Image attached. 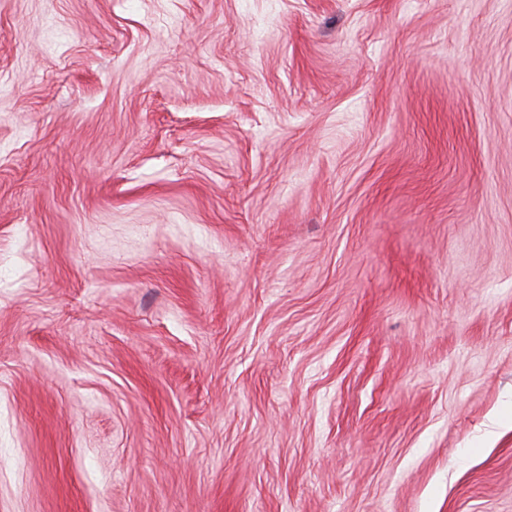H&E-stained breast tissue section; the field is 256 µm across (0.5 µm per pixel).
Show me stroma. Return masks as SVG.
<instances>
[{
	"instance_id": "stroma-1",
	"label": "stroma",
	"mask_w": 512,
	"mask_h": 512,
	"mask_svg": "<svg viewBox=\"0 0 512 512\" xmlns=\"http://www.w3.org/2000/svg\"><path fill=\"white\" fill-rule=\"evenodd\" d=\"M0 512H512V0H0Z\"/></svg>"
}]
</instances>
